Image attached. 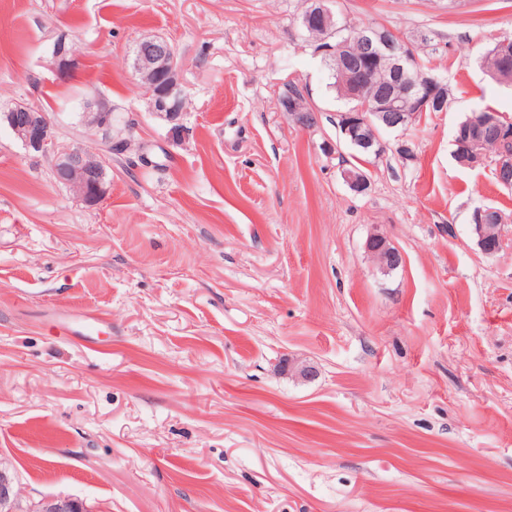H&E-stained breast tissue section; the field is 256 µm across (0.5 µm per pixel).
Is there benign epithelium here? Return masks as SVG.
<instances>
[{
  "mask_svg": "<svg viewBox=\"0 0 512 512\" xmlns=\"http://www.w3.org/2000/svg\"><path fill=\"white\" fill-rule=\"evenodd\" d=\"M305 22L312 23L323 32H328L335 23V15L324 0H313ZM363 50L358 56V64L351 74L343 73L339 82L352 86V96L362 100V104L352 111L337 114L336 122L344 141L376 154L385 151L386 145L379 138L374 126L382 125L389 130H405L413 125L418 116L427 111L444 112L448 107V86L426 68L412 76L405 65L417 59L413 48L393 31L381 27L362 36ZM54 65L57 74L69 78L78 64V56L71 41L61 35L53 46ZM132 67L138 77L156 79L157 88L147 101V111L155 119L163 122L168 129V139L179 144L185 136L183 123L186 93L179 78V67L170 41L164 37L142 38L135 42L132 51ZM384 68L390 80L387 85L393 88L377 98L365 97L363 92L376 87L374 74ZM407 101L413 110L402 111L400 103ZM307 98L303 95L285 100L284 111L292 115L303 128L311 129L316 123L309 120L305 112ZM112 113L110 107L100 98L89 96L83 103L82 124L91 132L110 127ZM6 124L28 152L51 160L56 181L75 190L78 197L87 205L99 204L107 192L109 171L112 164V139L100 146V160H88L86 148L65 143L59 137L47 113L26 103L17 102L0 110V124ZM342 176L349 189L362 194L369 187L368 176L357 168L342 170ZM474 232L483 253L493 254L486 245V212L478 209L473 215ZM368 253L379 266L387 271L403 264L401 252L391 245L388 238L380 233L371 235L366 243ZM11 461L0 456V512H88L82 501L58 496H44L28 508H20L26 493L15 481L11 471Z\"/></svg>",
  "mask_w": 512,
  "mask_h": 512,
  "instance_id": "obj_1",
  "label": "benign epithelium"
}]
</instances>
